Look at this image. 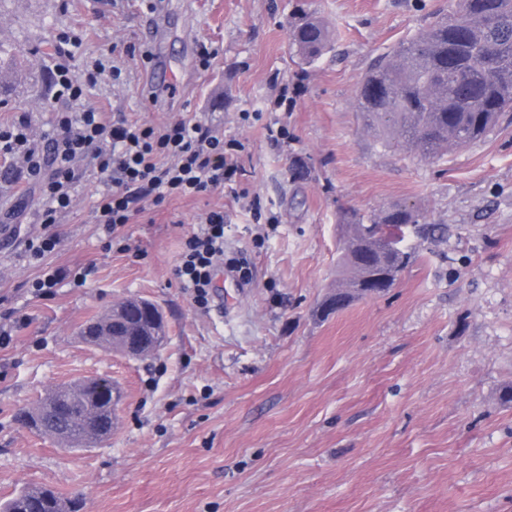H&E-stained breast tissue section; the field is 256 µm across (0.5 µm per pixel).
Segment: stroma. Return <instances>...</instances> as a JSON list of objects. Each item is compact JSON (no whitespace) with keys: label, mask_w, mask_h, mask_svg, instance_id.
Instances as JSON below:
<instances>
[{"label":"stroma","mask_w":512,"mask_h":512,"mask_svg":"<svg viewBox=\"0 0 512 512\" xmlns=\"http://www.w3.org/2000/svg\"><path fill=\"white\" fill-rule=\"evenodd\" d=\"M152 45L145 0H0V44L14 55L0 122L28 113L35 134L65 110L42 77L56 63L103 62L85 105L161 126L194 116L244 144L237 187L134 214L107 240L104 190L86 173L43 259L39 194L0 157V502L38 484L81 494L83 512H512V122L438 160L383 148L356 91L372 60L447 15L455 0H159ZM328 28L302 62L289 32ZM215 51L209 68L202 49ZM122 71L113 82L110 67ZM287 91V108L275 107ZM288 138L273 144L265 127ZM401 204L439 241L394 288L331 318L338 218ZM224 212V253L246 257L242 282L219 274L208 308L174 275L184 230ZM87 270L48 294V268ZM139 296L162 310L164 348L145 360L81 343L78 326ZM108 377L123 399L111 438L70 451L15 420L46 390Z\"/></svg>","instance_id":"35a3bbf8"}]
</instances>
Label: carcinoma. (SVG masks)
<instances>
[{"mask_svg": "<svg viewBox=\"0 0 512 512\" xmlns=\"http://www.w3.org/2000/svg\"><path fill=\"white\" fill-rule=\"evenodd\" d=\"M328 33L314 18L290 32V44L303 61L324 50ZM482 63H476L477 57ZM357 103L365 125L381 132L382 143H401L428 160L454 146L481 140L506 113L512 112V0H458L457 9L391 50L378 55L362 78ZM406 206L391 207L364 222L354 210L339 218L342 275L322 313L337 314L356 300L387 292L416 259L404 225L435 241L448 227L420 222ZM153 302L125 298L77 329L88 345L115 349L128 336L143 341L148 358L165 345L163 315ZM118 390L107 377L85 378L52 389L34 406L18 411L16 420L31 432L70 450L90 448L112 436V403L100 402V391ZM83 501L39 486L8 499L0 512H82Z\"/></svg>", "mask_w": 512, "mask_h": 512, "instance_id": "carcinoma-1", "label": "carcinoma"}]
</instances>
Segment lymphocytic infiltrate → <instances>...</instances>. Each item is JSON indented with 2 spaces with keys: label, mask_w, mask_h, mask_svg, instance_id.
Listing matches in <instances>:
<instances>
[{
  "label": "lymphocytic infiltrate",
  "mask_w": 512,
  "mask_h": 512,
  "mask_svg": "<svg viewBox=\"0 0 512 512\" xmlns=\"http://www.w3.org/2000/svg\"><path fill=\"white\" fill-rule=\"evenodd\" d=\"M96 78L92 71L79 74L56 67L54 96L79 104L80 109L56 113L54 131L43 140H35L24 114L0 126V154L11 156L26 181L39 191L43 232L26 241L34 259L54 251L53 228L71 210L75 186L87 170H96L108 184L95 218L110 237L129 223L138 204L158 207L173 197L207 195L236 184L239 142L224 140L196 119L154 126L115 120L102 109L83 107L84 87ZM224 268L241 280L249 278L247 260L225 258L224 213L213 210L196 229L184 234L175 275L204 307L217 272Z\"/></svg>",
  "instance_id": "obj_1"
}]
</instances>
